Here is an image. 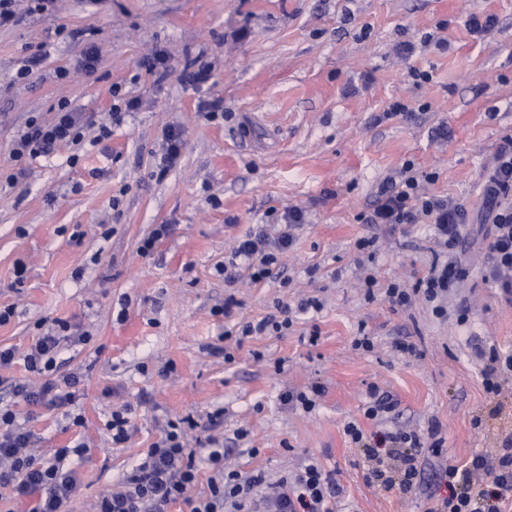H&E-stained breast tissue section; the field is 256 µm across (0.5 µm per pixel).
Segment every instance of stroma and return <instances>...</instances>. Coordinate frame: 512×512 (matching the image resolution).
I'll return each instance as SVG.
<instances>
[{
    "label": "stroma",
    "mask_w": 512,
    "mask_h": 512,
    "mask_svg": "<svg viewBox=\"0 0 512 512\" xmlns=\"http://www.w3.org/2000/svg\"><path fill=\"white\" fill-rule=\"evenodd\" d=\"M473 12L498 19L485 39L465 25ZM75 28L93 31L100 55L94 71L82 67L81 46L66 36ZM435 31L448 50L425 44ZM403 42L413 46L412 59L397 53ZM45 44L49 57L16 82ZM158 51L170 67L161 82L143 65ZM197 59L212 66L198 93L178 79ZM412 65L431 81L415 82ZM60 69L66 78H57ZM115 84L140 106L110 139L60 147L7 185L12 144L29 116L51 118L65 99L94 120L107 119ZM203 94L223 100V119L198 115ZM393 99L415 108L414 118L381 120ZM170 125L184 128L185 147L158 181L150 173ZM440 125L448 139L434 137ZM507 134L512 0H58L55 13L25 14L0 28V308L14 310L0 325V346L25 352L40 334L38 322L57 319L93 336L88 344L63 343L57 357L61 372L83 376L72 410L85 427L67 428L65 409L13 402L8 384L26 377L19 362L0 369V404L32 412L42 454L86 443L83 459L69 461L82 480L71 512H93L158 440L166 417L203 419L219 407L223 422L197 435L224 444L227 466L275 481L315 461L343 489L336 512H426L428 493L442 494V487L431 482L400 494L367 485L363 453L344 427L353 421L368 434L424 432L436 422L446 458L459 465L492 450L506 419L491 414L476 351H512V306L482 283L485 252L473 245L463 255L472 274L448 297L449 308L469 307L466 324L436 318L419 299L393 310L383 288L427 272L430 228L392 231L356 216L409 159L438 172L431 192L478 207L482 175ZM272 206L305 213L275 276L255 283L243 272L225 282L218 266L239 237L266 223ZM160 224L167 235L141 255L142 241ZM370 236L378 239L372 261L356 248ZM368 273L378 281L371 293L363 285ZM230 295L239 302L233 317L215 314ZM308 297L321 309L298 312ZM279 301L294 309L288 331L244 338L230 364L212 354L235 322L261 318ZM362 335L372 350L356 349ZM403 340L417 346L418 357L400 355L395 345ZM257 351L262 360L254 359ZM315 383L325 392L314 410L281 402L282 392ZM373 385L401 402L384 424L364 415ZM125 403L134 408L130 438L116 448L105 423ZM476 416L482 428H474ZM241 428L248 435L239 440Z\"/></svg>",
    "instance_id": "obj_1"
}]
</instances>
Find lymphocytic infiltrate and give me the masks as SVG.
Returning a JSON list of instances; mask_svg holds the SVG:
<instances>
[{
    "label": "lymphocytic infiltrate",
    "instance_id": "1",
    "mask_svg": "<svg viewBox=\"0 0 512 512\" xmlns=\"http://www.w3.org/2000/svg\"><path fill=\"white\" fill-rule=\"evenodd\" d=\"M115 100L111 124H95L91 116L71 108L62 100L51 118L30 116L18 132L11 151L17 176H25L28 160L53 154L60 145L80 144L88 130H96L98 140L111 137L112 124L122 123L126 113L137 110V98H126L119 85H112ZM439 175L416 168L405 161L378 186L369 211L359 213L362 224L396 228L403 224H427L443 254L413 285L390 283L385 298L392 308H406L413 297L428 303L436 317L448 315V294L469 277L461 260L465 240L463 230L472 224L485 247L484 282L496 288L506 304H512V135H504L480 189L481 207L471 212L463 203L445 195L429 193L428 185ZM274 224H259L238 240L221 271L226 282H234L239 267H246L253 281L272 276L278 256L290 248L295 232L304 222V213L295 207L271 210ZM87 343V333L71 331L67 322L38 337L24 356L28 379L11 383L14 396L31 406L57 407L74 401L80 373L59 375L57 356L64 340ZM194 415L167 418L161 436L148 448L142 462L126 478L120 489L99 497L94 512H168L181 503L189 512H332L331 505L341 488L318 464L311 463L293 479L268 481L264 473L246 475L224 466L222 448L207 447L206 460L212 470L209 492L191 496L199 468L196 455L187 446V436L199 428ZM356 447L362 448L367 485L392 492L409 493L424 475L419 469L423 448L441 455L444 439L438 423L427 433L399 428L365 435L355 423L345 428ZM35 435L17 420L10 408H0V488L10 487L34 505L30 512H67V504L79 488L76 470L66 467L68 458L84 456L87 448L76 444L54 449L52 456L34 454ZM434 476L446 495L432 501L427 512H502L512 501V429L498 433L494 454L479 453L464 465L440 464Z\"/></svg>",
    "mask_w": 512,
    "mask_h": 512
}]
</instances>
